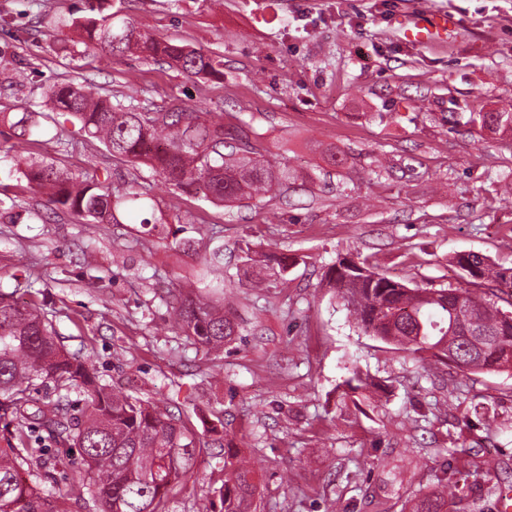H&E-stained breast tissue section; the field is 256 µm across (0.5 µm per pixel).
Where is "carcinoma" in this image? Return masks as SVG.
Returning <instances> with one entry per match:
<instances>
[{
  "label": "carcinoma",
  "instance_id": "carcinoma-1",
  "mask_svg": "<svg viewBox=\"0 0 512 512\" xmlns=\"http://www.w3.org/2000/svg\"><path fill=\"white\" fill-rule=\"evenodd\" d=\"M68 24L83 33L88 50L162 59L190 78L220 75L221 63L205 52L159 40L116 15L77 17ZM53 107L70 115L114 156L143 163L176 188L211 201L241 203L260 199L288 181L286 167H274L239 126L224 123L222 112L174 109L143 112L134 98L112 100L81 86L52 84L44 90ZM470 121L494 133L512 134V111L472 112ZM24 176L47 204L80 216L87 225L115 221L122 197L97 182L75 183L53 164L24 162ZM452 265L474 267L491 295L512 298L500 288L505 267L475 252H459ZM326 286L347 310L357 330L422 360L450 367L459 375L512 370V312L467 287L410 288L374 271L364 261L340 260L327 268ZM224 266L204 263L193 289L171 294L174 321L193 341L217 350L237 333L224 310ZM467 312L458 313V308ZM487 339L486 350L464 348L463 336ZM47 390L33 397L35 387ZM85 389L91 398L83 418L68 412L69 394ZM13 424V443L0 448V512H70L73 491L48 489L68 465L66 448L82 449L85 477L79 494L90 512H169L171 491L193 465L197 442L181 419L131 394L115 393L98 382L91 364L70 357L57 343L51 322L34 309L19 307L0 293V419ZM42 430L53 447L34 448ZM257 470L224 449V479L211 490L220 512H252ZM458 484L448 477L444 490L413 499L410 512H446L447 496Z\"/></svg>",
  "mask_w": 512,
  "mask_h": 512
}]
</instances>
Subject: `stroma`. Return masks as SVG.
<instances>
[{
    "instance_id": "stroma-1",
    "label": "stroma",
    "mask_w": 512,
    "mask_h": 512,
    "mask_svg": "<svg viewBox=\"0 0 512 512\" xmlns=\"http://www.w3.org/2000/svg\"><path fill=\"white\" fill-rule=\"evenodd\" d=\"M85 7L0 0V290L49 318L102 384L194 429L200 451L169 512H202L227 445L258 470L254 512H402L450 467L481 490L448 512H482L495 486L512 485V372L452 376L361 335L321 278L345 256L424 288L466 284L450 263L459 251L512 266V137L469 121L512 105V0H102L140 31L222 60L223 79L203 81L85 51L65 24ZM439 13L453 21L447 39L405 37ZM69 82L153 112L234 115L292 177L226 207L112 156L60 112L19 142L9 117L47 111L46 86ZM19 156L135 189L142 204L87 235L80 217L47 208ZM217 240L239 334L210 351L173 326L168 302ZM248 247L288 255L287 277L244 263Z\"/></svg>"
}]
</instances>
